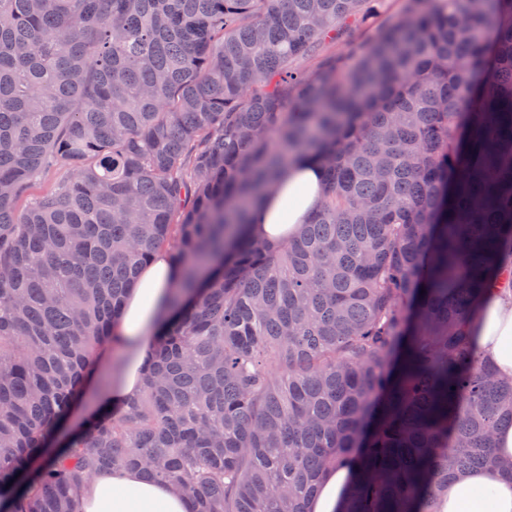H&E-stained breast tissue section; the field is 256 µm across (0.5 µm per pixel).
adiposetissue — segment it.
<instances>
[{
  "instance_id": "adipose-tissue-1",
  "label": "adipose tissue",
  "mask_w": 512,
  "mask_h": 512,
  "mask_svg": "<svg viewBox=\"0 0 512 512\" xmlns=\"http://www.w3.org/2000/svg\"><path fill=\"white\" fill-rule=\"evenodd\" d=\"M323 170L313 159H296L276 188L264 195L252 211L251 232L263 242L279 245L301 230L308 214L322 199ZM178 275L167 253H157L143 268L136 288L130 290L113 343L136 345L116 386L100 393L99 403L119 406L134 398L151 358L148 333L165 320ZM479 356L500 376L512 379V283L496 281L487 291L471 326ZM82 512H189V503L164 483L144 480L134 471L98 476L82 493ZM440 512H512V481L487 466L449 479L440 494Z\"/></svg>"
}]
</instances>
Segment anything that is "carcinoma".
Instances as JSON below:
<instances>
[{"mask_svg": "<svg viewBox=\"0 0 512 512\" xmlns=\"http://www.w3.org/2000/svg\"><path fill=\"white\" fill-rule=\"evenodd\" d=\"M402 2L370 36L342 23L381 0H0L9 512H80L123 469L191 512H309L332 467L339 512H437L495 462L512 382L469 325L512 272V0ZM302 155L321 207L255 240ZM159 251L180 288L139 396L65 432Z\"/></svg>", "mask_w": 512, "mask_h": 512, "instance_id": "obj_1", "label": "carcinoma"}]
</instances>
